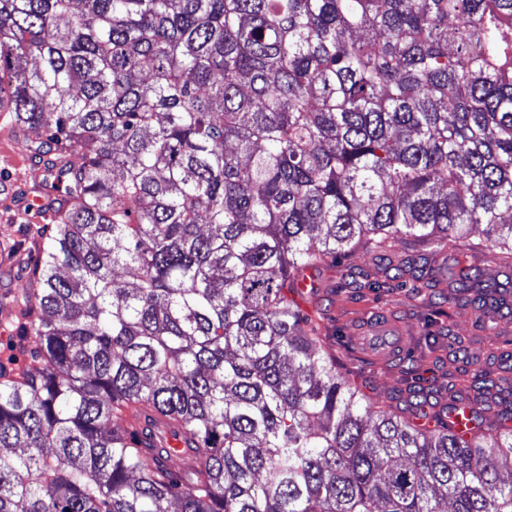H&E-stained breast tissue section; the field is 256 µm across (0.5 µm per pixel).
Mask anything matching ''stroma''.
Listing matches in <instances>:
<instances>
[{"label": "stroma", "mask_w": 512, "mask_h": 512, "mask_svg": "<svg viewBox=\"0 0 512 512\" xmlns=\"http://www.w3.org/2000/svg\"><path fill=\"white\" fill-rule=\"evenodd\" d=\"M43 172L27 156L20 143L0 138V184H14L13 193H0V362L14 358L29 362L20 345L21 325L12 319L13 301L27 288V267L37 259L36 245L46 229L41 215L29 212L27 197L38 195ZM422 247L414 237L393 240L387 251L359 246L336 266L322 268L321 287L310 317L338 370L349 380L365 383L372 410L396 405L413 381L428 391L470 393L474 373L485 375L484 393L502 381L512 382L505 368V353H512V292L505 305L482 322L454 292L439 270L447 256L429 260L432 276L399 284L393 265L405 258H419ZM382 289H371L373 281ZM385 320L407 331L409 345L403 359L390 363L361 354L351 342L357 332Z\"/></svg>", "instance_id": "35a3bbf8"}]
</instances>
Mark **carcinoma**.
<instances>
[{
    "label": "carcinoma",
    "instance_id": "carcinoma-1",
    "mask_svg": "<svg viewBox=\"0 0 512 512\" xmlns=\"http://www.w3.org/2000/svg\"><path fill=\"white\" fill-rule=\"evenodd\" d=\"M0 112L54 218L0 512H512L511 411H371L290 298L414 235L488 307L460 247L512 261V0H0Z\"/></svg>",
    "mask_w": 512,
    "mask_h": 512
}]
</instances>
